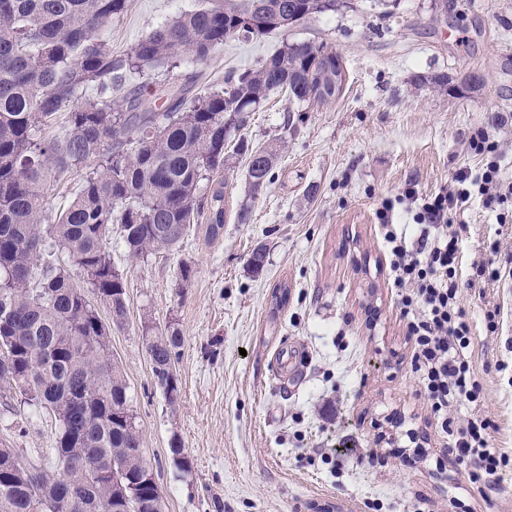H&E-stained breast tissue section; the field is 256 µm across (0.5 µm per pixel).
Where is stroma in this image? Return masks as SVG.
I'll return each mask as SVG.
<instances>
[{"mask_svg":"<svg viewBox=\"0 0 512 512\" xmlns=\"http://www.w3.org/2000/svg\"><path fill=\"white\" fill-rule=\"evenodd\" d=\"M201 0H129L106 39L126 52ZM313 40L342 61L347 82L325 104L291 111L276 93L244 134L255 147L285 140L271 182L257 198L246 160L232 158L224 189V233L191 227L180 248L144 261L112 242L127 284L128 321L113 329L112 355L130 385L144 457L165 512H512V464L496 489L472 481L448 453L411 373L413 343L390 286L376 219L382 198L416 183L436 192L458 169L485 159L468 140L484 131L512 182V0H349L288 36L225 41L207 61L132 74L128 86L194 83L209 91L251 68L283 40ZM447 75L438 89L433 79ZM291 130H284V120ZM249 205V223L235 219ZM461 276L490 244L512 257V220L500 223L481 198L463 215ZM266 245L262 275L251 250ZM192 269L181 280L179 268ZM288 301L275 306L280 285ZM470 351L491 418V444L512 453V277L466 288ZM500 309L497 332L488 310ZM176 320L184 338L180 394L169 404L142 346L144 319ZM57 425L48 414L24 425L0 403V443L52 468ZM179 435L189 471L172 461ZM425 448L426 460L407 450ZM441 469H433V462Z\"/></svg>","mask_w":512,"mask_h":512,"instance_id":"obj_1","label":"stroma"}]
</instances>
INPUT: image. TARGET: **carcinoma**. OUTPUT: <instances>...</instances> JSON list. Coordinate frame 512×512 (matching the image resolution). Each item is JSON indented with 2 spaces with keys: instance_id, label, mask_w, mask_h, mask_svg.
Masks as SVG:
<instances>
[{
  "instance_id": "1",
  "label": "carcinoma",
  "mask_w": 512,
  "mask_h": 512,
  "mask_svg": "<svg viewBox=\"0 0 512 512\" xmlns=\"http://www.w3.org/2000/svg\"><path fill=\"white\" fill-rule=\"evenodd\" d=\"M339 0H207L114 55L104 31L128 0H0V397L20 396L22 417L54 416L55 470L0 448V512H163L148 478L129 386L112 358V328L128 320L125 281L112 263V228L131 259L179 248L203 220L224 233V167L248 158L251 198L270 183L280 150L239 135L270 95L311 103L322 43H285L259 66L234 71L205 94L161 87L155 111L128 73L205 61L233 37L287 32L336 11ZM96 89V97L85 96ZM65 116L63 138L42 132ZM86 170L69 206L46 223L53 174ZM266 247L247 260L263 272ZM152 372L170 404L179 396L178 324L141 325ZM174 464L190 468L181 439Z\"/></svg>"
}]
</instances>
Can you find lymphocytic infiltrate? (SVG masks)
<instances>
[{
  "mask_svg": "<svg viewBox=\"0 0 512 512\" xmlns=\"http://www.w3.org/2000/svg\"><path fill=\"white\" fill-rule=\"evenodd\" d=\"M475 193L487 207L501 206L512 202V183L502 180L493 162L476 173L461 168L448 185L430 195H419L414 184H407L396 198L381 201L376 217L385 229L392 284L414 346L411 366L419 393L447 435L449 453L475 478L491 484L499 469L512 463V455L489 445L492 423L481 412L482 386L466 354L471 327L459 295L461 286L482 287L512 269L490 258L474 263L467 283L458 279L463 227L454 218ZM402 203L416 208L413 219L421 231L413 242L392 224V212ZM465 405L471 414L462 422L452 411Z\"/></svg>",
  "mask_w": 512,
  "mask_h": 512,
  "instance_id": "1",
  "label": "lymphocytic infiltrate"
}]
</instances>
